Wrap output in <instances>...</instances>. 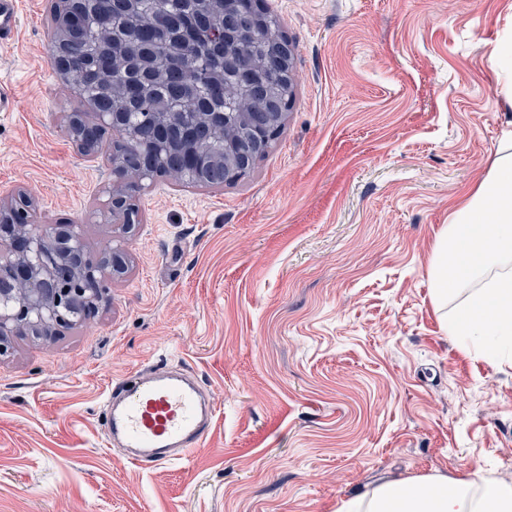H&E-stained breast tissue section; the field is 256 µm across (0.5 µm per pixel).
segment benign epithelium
I'll use <instances>...</instances> for the list:
<instances>
[{
  "label": "benign epithelium",
  "mask_w": 512,
  "mask_h": 512,
  "mask_svg": "<svg viewBox=\"0 0 512 512\" xmlns=\"http://www.w3.org/2000/svg\"><path fill=\"white\" fill-rule=\"evenodd\" d=\"M85 3L87 0H55L56 29L51 50L54 72L81 97L84 87L75 71L76 63L84 56L111 51L128 73L127 97L122 106L148 111V118L157 129L154 147L141 153L139 178L132 180L120 160L112 155V147L94 144L96 132H113L123 127L129 113L101 111L95 103L93 120L84 112H69L64 117L65 130L78 151L90 156L105 150V160L112 173V183L106 189L108 213L115 225L126 229L139 223L134 191L141 187V181L165 175L158 160L163 151L174 147L185 150L180 182L187 185L221 188L224 183L212 181L215 172L225 173L227 181L247 173L256 156L277 138L290 106L285 93L277 97L268 94L264 60L255 56L239 66L240 81L252 93L244 111L213 112L211 104L197 96L195 124L189 125L182 120V100L166 98L165 111L158 112L159 102L151 97V89L163 64L171 60L186 62L182 28L186 20L197 19V0H183L180 18H162L149 32L139 30L133 17L123 34L117 37L110 34L101 42H88L80 35ZM223 11L228 17L227 25L212 29L214 41L237 40L240 31L233 28L237 18L251 19L255 28L278 38L284 81L291 82L290 43L285 36L277 37L278 31L270 24L262 0H223ZM242 130L251 139L250 152L235 153L227 148L222 153L205 155L197 146L211 132L228 141ZM35 213V200L23 189L15 196L0 197V356L8 351L16 336L47 339L62 328L83 323L102 297L104 279L127 271V255L122 247L108 242L93 253L79 225L42 224L35 219Z\"/></svg>",
  "instance_id": "7a95c632"
}]
</instances>
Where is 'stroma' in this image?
Returning a JSON list of instances; mask_svg holds the SVG:
<instances>
[{
  "mask_svg": "<svg viewBox=\"0 0 512 512\" xmlns=\"http://www.w3.org/2000/svg\"><path fill=\"white\" fill-rule=\"evenodd\" d=\"M293 47L281 134L240 181L172 177L112 229V175L64 129L53 0H20L0 84V195L128 253L97 313L0 357V512H336L365 489L483 469L512 481V362L448 339L430 259L512 130L493 64L512 0H265ZM187 369L215 408L182 461L125 463L114 379Z\"/></svg>",
  "mask_w": 512,
  "mask_h": 512,
  "instance_id": "1",
  "label": "stroma"
}]
</instances>
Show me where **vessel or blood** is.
Returning a JSON list of instances; mask_svg holds the SVG:
<instances>
[{
  "label": "vessel or blood",
  "instance_id": "1",
  "mask_svg": "<svg viewBox=\"0 0 512 512\" xmlns=\"http://www.w3.org/2000/svg\"><path fill=\"white\" fill-rule=\"evenodd\" d=\"M18 23V0H0V50L11 45ZM212 404L197 384L168 369L137 372L111 386L103 430L137 466L166 464L189 456L207 437Z\"/></svg>",
  "mask_w": 512,
  "mask_h": 512
}]
</instances>
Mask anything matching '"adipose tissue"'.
Segmentation results:
<instances>
[{
    "label": "adipose tissue",
    "mask_w": 512,
    "mask_h": 512,
    "mask_svg": "<svg viewBox=\"0 0 512 512\" xmlns=\"http://www.w3.org/2000/svg\"><path fill=\"white\" fill-rule=\"evenodd\" d=\"M431 296L463 350L512 361V131L487 177L452 210L431 259ZM338 512H512V483L475 470L377 485Z\"/></svg>",
    "instance_id": "obj_1"
}]
</instances>
